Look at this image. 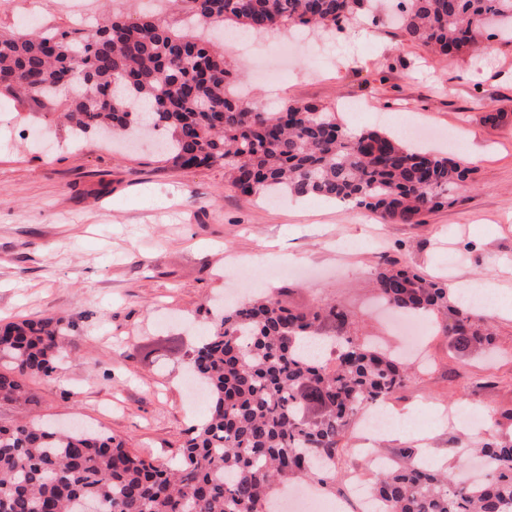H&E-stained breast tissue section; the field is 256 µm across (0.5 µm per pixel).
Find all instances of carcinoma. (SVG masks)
<instances>
[{
	"label": "carcinoma",
	"mask_w": 512,
	"mask_h": 512,
	"mask_svg": "<svg viewBox=\"0 0 512 512\" xmlns=\"http://www.w3.org/2000/svg\"><path fill=\"white\" fill-rule=\"evenodd\" d=\"M364 2L177 0L176 26L154 14L134 22L115 15L88 31L0 32V99L62 120L72 137L146 126L165 135L172 166L221 168L246 195H318L388 223L420 224L456 200L471 169L380 131L353 136L326 108L248 106L214 41L229 24L329 36ZM395 15L406 41L440 55L476 49L491 26L512 38V0H396ZM375 286L394 312L435 319L459 352L493 343L473 308L448 306V286L438 281L383 268ZM352 327L333 302L302 312L261 297L222 309L189 358L209 402L175 463L148 461L82 425L1 426L0 512H277L290 482L333 488L334 461L357 415L409 380L404 362L359 341ZM68 329L54 317L0 325V360L11 365L0 372L1 401H33L22 377H51L68 352ZM477 452L489 471L483 483L411 454L377 472L378 512H512V440L491 433Z\"/></svg>",
	"instance_id": "1"
}]
</instances>
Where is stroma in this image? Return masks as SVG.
<instances>
[{
  "instance_id": "1",
  "label": "stroma",
  "mask_w": 512,
  "mask_h": 512,
  "mask_svg": "<svg viewBox=\"0 0 512 512\" xmlns=\"http://www.w3.org/2000/svg\"><path fill=\"white\" fill-rule=\"evenodd\" d=\"M75 3L131 21L147 11L146 0H0V29L68 27ZM280 40L256 34L248 51L230 50L246 103L316 105L342 126L387 133L405 114L440 132L428 147L452 157L468 135L470 186L424 223L391 224L354 207L242 196L223 170L173 167L150 139L127 149L91 137L71 149L65 129L1 104L0 324L60 317L71 323V347L52 377L27 378L35 405L0 402V426L78 420L145 459L178 458L206 411L185 355L229 275L293 308L335 302L353 314L354 336L392 350L401 336L371 311L385 261L512 296V42L497 36L490 53L446 58L361 12L330 41L311 34L293 44L289 68L270 83ZM491 113L499 122H487ZM491 325L485 356L456 354L447 337L429 333L426 367L390 398L415 437L379 436L380 453L404 462L421 436L432 466L458 470L475 442L446 418L459 406L512 438L503 417L512 410V317L492 316Z\"/></svg>"
}]
</instances>
